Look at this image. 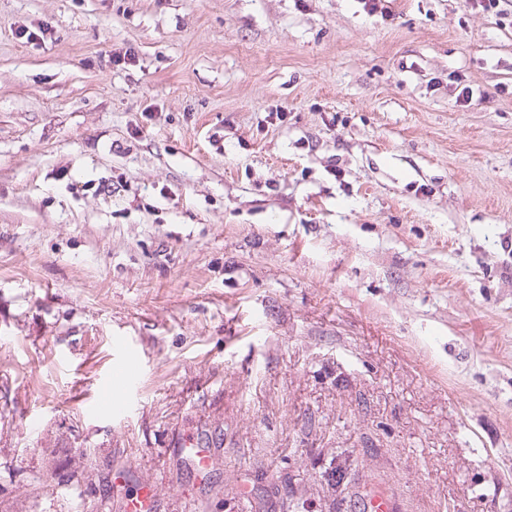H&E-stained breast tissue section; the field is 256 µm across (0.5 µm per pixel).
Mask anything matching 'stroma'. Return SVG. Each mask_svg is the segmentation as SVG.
Masks as SVG:
<instances>
[{
	"instance_id": "obj_1",
	"label": "stroma",
	"mask_w": 512,
	"mask_h": 512,
	"mask_svg": "<svg viewBox=\"0 0 512 512\" xmlns=\"http://www.w3.org/2000/svg\"><path fill=\"white\" fill-rule=\"evenodd\" d=\"M388 8L0 0V512H512V0Z\"/></svg>"
}]
</instances>
